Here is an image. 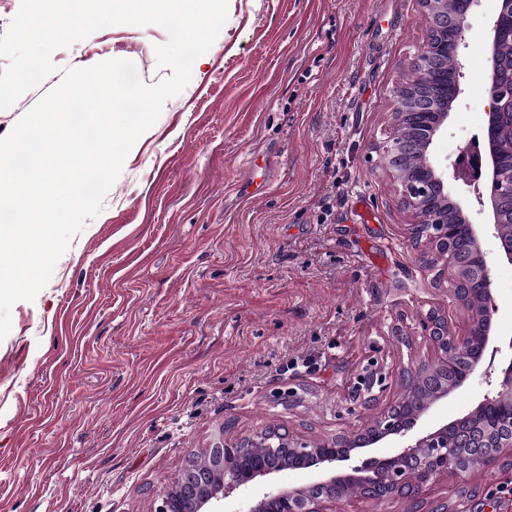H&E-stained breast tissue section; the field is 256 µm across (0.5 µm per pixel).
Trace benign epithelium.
I'll return each mask as SVG.
<instances>
[{"instance_id":"1","label":"benign epithelium","mask_w":512,"mask_h":512,"mask_svg":"<svg viewBox=\"0 0 512 512\" xmlns=\"http://www.w3.org/2000/svg\"><path fill=\"white\" fill-rule=\"evenodd\" d=\"M480 0H421L429 36L418 54L410 62V72L428 76L440 70L448 56V34L455 39L454 51L458 70L464 69L462 60L466 48L467 20ZM512 36V0H499V7L491 18V57H497L502 38ZM490 111L486 113V150L480 153L468 145L459 151L452 169L440 167L431 159V147L442 130L454 102L462 93L461 79H456L452 96L437 95L419 89L412 80L398 88L394 98L395 124L407 118L422 128L423 164L412 172L402 171V159L408 145L393 136L383 146L386 168L400 177L402 204L414 224V238L421 239L427 251L436 256L432 265L434 281L452 280L456 303L467 308V298L482 301L484 313L471 319L462 334L448 328L446 318L428 312L418 321L417 333L427 339L436 352L435 361L421 363L407 369L398 401L386 407L374 422L360 433L336 436L312 442L301 436L284 433L281 440L294 454L307 460L313 473L307 491L300 488H278L272 485L280 472L255 458L251 452L254 437L234 440L219 438L212 449L219 457L226 455L236 462L232 476L224 486L213 491L202 478L188 471L180 478V493L192 505V512H222L220 505L239 493L243 487L263 486L260 495L239 503L235 512H262L270 499L279 502L280 512H336V505L345 501L330 491L339 476L335 466L351 457L358 448L371 447L390 441L393 451L374 458L386 486L409 493L410 502L405 512H421L424 501L420 495L440 478L458 474V449H468L483 457L487 466L512 462V357L502 361L500 336L494 330L496 309L493 301V279L488 253L483 239L491 235L502 239L501 209H512V172L502 173L499 164L505 154H512V87L498 90L497 80L489 81ZM468 174L483 179L484 191L478 193L482 207L488 209L491 222L474 224L460 203L452 197L450 178ZM454 207L457 219L450 222L440 216L433 204ZM467 242V248H455L458 240ZM453 371L452 382H443L433 396L423 402L419 389L433 374L435 368ZM480 374L487 391L477 406L451 422H435L426 427L418 422L439 402L463 387ZM387 375L374 361L362 366L350 383V401L358 406H376L386 389Z\"/></svg>"}]
</instances>
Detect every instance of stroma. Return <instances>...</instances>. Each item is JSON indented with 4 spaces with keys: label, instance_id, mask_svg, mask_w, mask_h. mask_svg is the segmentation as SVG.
<instances>
[{
    "label": "stroma",
    "instance_id": "35a3bbf8",
    "mask_svg": "<svg viewBox=\"0 0 512 512\" xmlns=\"http://www.w3.org/2000/svg\"><path fill=\"white\" fill-rule=\"evenodd\" d=\"M488 0L468 18L463 94L434 141L452 163L483 136L490 99L475 61ZM427 38L419 0H228L187 86L135 143L100 214L72 240L0 340V512H150L181 463L214 439L271 427L360 432L354 372L377 358L380 403L434 358L428 311L463 333L436 284L382 147L394 92ZM161 27L115 25L53 53L60 67L132 61L164 72ZM269 186L258 198L253 179ZM495 327L512 336V265L485 240ZM412 330L410 344L392 333ZM297 391L285 407L279 392ZM467 512H512L497 468L441 479Z\"/></svg>",
    "mask_w": 512,
    "mask_h": 512
}]
</instances>
